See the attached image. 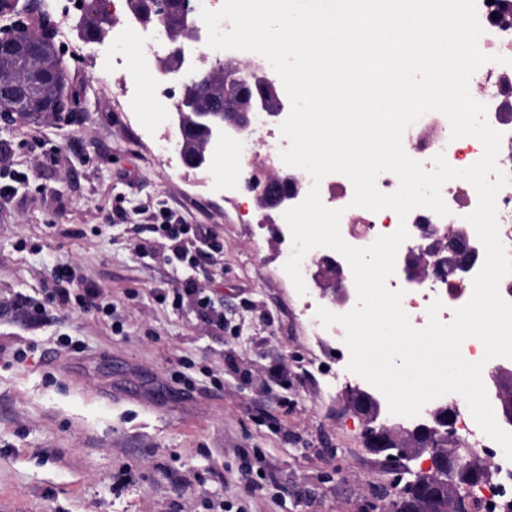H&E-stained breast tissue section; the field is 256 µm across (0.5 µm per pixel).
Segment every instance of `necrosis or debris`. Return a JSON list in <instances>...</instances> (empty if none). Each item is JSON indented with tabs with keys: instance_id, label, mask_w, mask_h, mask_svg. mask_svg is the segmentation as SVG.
Listing matches in <instances>:
<instances>
[{
	"instance_id": "4bbe7bcc",
	"label": "necrosis or debris",
	"mask_w": 512,
	"mask_h": 512,
	"mask_svg": "<svg viewBox=\"0 0 512 512\" xmlns=\"http://www.w3.org/2000/svg\"><path fill=\"white\" fill-rule=\"evenodd\" d=\"M506 0H476L477 17L483 29L478 40L480 50L491 55V62L483 64L470 78L469 90L478 101L486 104L489 124L502 135L497 156L498 168L512 175V23L503 22L500 13ZM506 56V63H497V56ZM403 146L412 158L421 160L426 169H433V158L444 154L455 168H466L483 155L481 142L473 137L452 139L451 125L445 115L427 112L420 116L404 133ZM321 196L333 198L345 204L346 211L340 222L343 239L350 245L365 247L381 235L395 232L399 224H406L410 233L407 246H419V228L435 225L440 233H447L449 226L464 223L466 215L477 206L475 188L464 180H452L442 187V196L451 214L436 215L429 209L417 208L407 219H399L391 210L377 213L351 207L353 186L341 174L328 175L320 185ZM473 292L472 281L454 282L448 279L429 278L426 289H407L401 306L406 309L413 323L426 326L427 309L433 301H441V319H448L455 309L464 305ZM459 429L474 437L469 453L488 460L493 472L489 481L475 486L470 495L473 512H503L512 499V460L502 447L481 430L474 419L460 420Z\"/></svg>"
}]
</instances>
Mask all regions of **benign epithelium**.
Here are the masks:
<instances>
[{"label": "benign epithelium", "mask_w": 512, "mask_h": 512, "mask_svg": "<svg viewBox=\"0 0 512 512\" xmlns=\"http://www.w3.org/2000/svg\"><path fill=\"white\" fill-rule=\"evenodd\" d=\"M181 38L171 41L169 55L182 58L178 71H168L157 67L158 78L174 77L180 85V96L176 106L181 108L193 104L202 95L207 78L200 76L201 60L188 57L184 47L203 42V24L194 7L190 6L181 18ZM228 82L235 84L240 92L235 101H224L221 113L214 111L200 114L206 130L204 156L207 165L213 163V148L235 139L252 130L258 117L264 122L276 121L282 113L290 111V102L282 93L276 73L262 60L248 62L245 67H236L224 73ZM248 191L255 194L266 214L280 215L295 205L299 190L285 179L264 176L247 182ZM450 253L448 256V278L465 281L475 262L484 253L479 239L473 237L464 224L448 229ZM415 251H407L401 265V273L408 283L420 285L426 280L423 272L411 262ZM312 280L320 287L321 294L331 296L338 308L346 306L351 299L349 279L344 270L333 260L318 261ZM512 377V368L506 365L495 366L488 374L489 384L495 393H501V381ZM346 402L365 423V445L375 452L380 448L396 446L402 457L417 459L430 456L431 469L423 473L424 485L433 490L448 476V470L457 467L456 459L445 448V443L461 446L454 434L455 412L451 407H439L426 411L423 422L412 429L396 424L390 425L381 420L383 406L381 399L373 392L358 384L345 387Z\"/></svg>", "instance_id": "1"}]
</instances>
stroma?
<instances>
[{"mask_svg":"<svg viewBox=\"0 0 512 512\" xmlns=\"http://www.w3.org/2000/svg\"><path fill=\"white\" fill-rule=\"evenodd\" d=\"M142 35L131 29L119 48L134 87L100 57L68 56L74 121L0 122V170L30 176L0 196V512H386L377 491L393 473L342 391L322 393L305 372L338 365L336 342L305 316L323 299L285 277L253 197L158 151ZM163 207L211 228L218 250L193 268L160 249L139 257L126 227L156 223ZM62 264L111 295L121 332L15 308L42 299ZM188 277L223 328L193 298L158 301ZM122 471L132 481L117 493Z\"/></svg>","mask_w":512,"mask_h":512,"instance_id":"stroma-1","label":"stroma"}]
</instances>
